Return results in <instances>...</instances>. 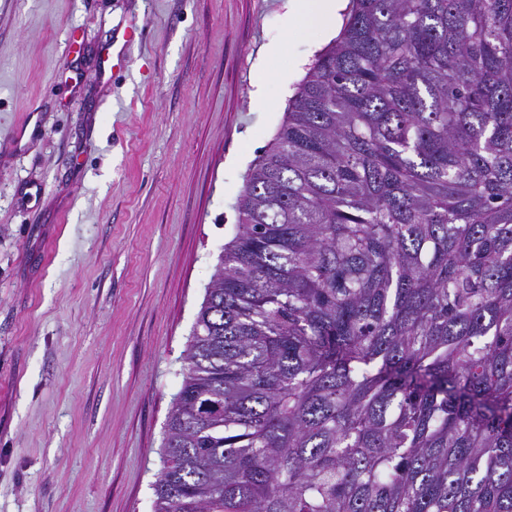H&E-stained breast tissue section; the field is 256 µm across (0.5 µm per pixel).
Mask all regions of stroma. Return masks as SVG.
<instances>
[{
	"mask_svg": "<svg viewBox=\"0 0 512 512\" xmlns=\"http://www.w3.org/2000/svg\"><path fill=\"white\" fill-rule=\"evenodd\" d=\"M290 4L0 0V512H152L245 176L330 43Z\"/></svg>",
	"mask_w": 512,
	"mask_h": 512,
	"instance_id": "1",
	"label": "stroma"
}]
</instances>
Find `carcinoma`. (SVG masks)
<instances>
[{"instance_id": "cac0c4a2", "label": "carcinoma", "mask_w": 512, "mask_h": 512, "mask_svg": "<svg viewBox=\"0 0 512 512\" xmlns=\"http://www.w3.org/2000/svg\"><path fill=\"white\" fill-rule=\"evenodd\" d=\"M185 351L152 512H512V0H352Z\"/></svg>"}]
</instances>
